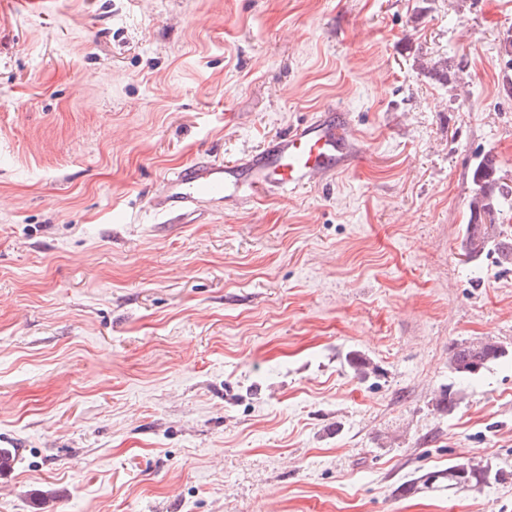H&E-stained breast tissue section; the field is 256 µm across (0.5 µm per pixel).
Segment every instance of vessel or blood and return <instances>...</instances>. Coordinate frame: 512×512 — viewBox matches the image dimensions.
Instances as JSON below:
<instances>
[{
    "mask_svg": "<svg viewBox=\"0 0 512 512\" xmlns=\"http://www.w3.org/2000/svg\"><path fill=\"white\" fill-rule=\"evenodd\" d=\"M356 160L346 112L328 106L241 161L183 165L164 179L152 204L167 223L177 224L199 202L219 205L266 197L276 190L295 192L314 186L332 171L349 169Z\"/></svg>",
    "mask_w": 512,
    "mask_h": 512,
    "instance_id": "1",
    "label": "vessel or blood"
}]
</instances>
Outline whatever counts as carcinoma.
<instances>
[{"instance_id":"carcinoma-1","label":"carcinoma","mask_w":512,"mask_h":512,"mask_svg":"<svg viewBox=\"0 0 512 512\" xmlns=\"http://www.w3.org/2000/svg\"><path fill=\"white\" fill-rule=\"evenodd\" d=\"M502 175L496 160L489 154L483 155L476 163L472 182L474 195L469 204L470 222L465 227L464 245L471 258L484 253H495L502 262L512 264V239L503 235L498 224H484L482 218L494 217L503 208L512 204V186L500 182ZM512 355V350L498 342L478 340L454 345L450 367L461 377H472L489 363ZM499 480V472L489 465L459 461L444 471L428 476L424 484L434 481H448V487L466 489Z\"/></svg>"}]
</instances>
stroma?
Returning <instances> with one entry per match:
<instances>
[{"instance_id":"35a3bbf8","label":"stroma","mask_w":512,"mask_h":512,"mask_svg":"<svg viewBox=\"0 0 512 512\" xmlns=\"http://www.w3.org/2000/svg\"><path fill=\"white\" fill-rule=\"evenodd\" d=\"M510 37L512 0H0V512H512V358L449 367L512 348L463 246ZM329 104L344 173L151 208ZM469 459L502 479L423 487ZM512 355L506 347L490 340L463 342L454 345L450 367L458 376L472 377L489 363Z\"/></svg>"}]
</instances>
